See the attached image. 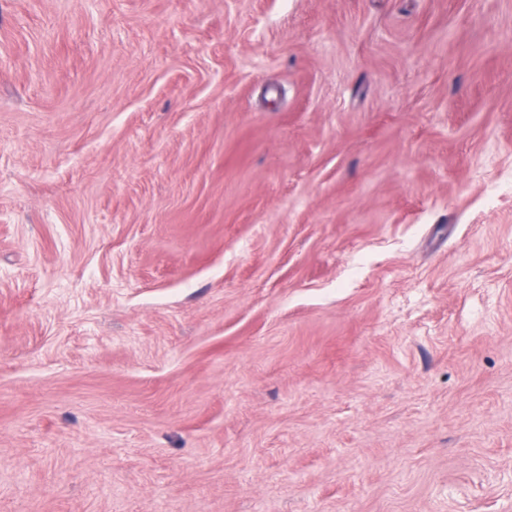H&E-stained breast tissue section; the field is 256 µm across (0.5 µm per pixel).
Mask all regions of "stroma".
<instances>
[{
    "label": "stroma",
    "instance_id": "1",
    "mask_svg": "<svg viewBox=\"0 0 512 512\" xmlns=\"http://www.w3.org/2000/svg\"><path fill=\"white\" fill-rule=\"evenodd\" d=\"M0 512H512V0H0Z\"/></svg>",
    "mask_w": 512,
    "mask_h": 512
}]
</instances>
